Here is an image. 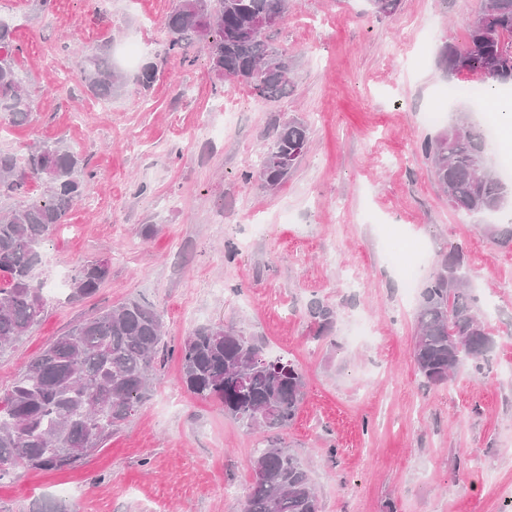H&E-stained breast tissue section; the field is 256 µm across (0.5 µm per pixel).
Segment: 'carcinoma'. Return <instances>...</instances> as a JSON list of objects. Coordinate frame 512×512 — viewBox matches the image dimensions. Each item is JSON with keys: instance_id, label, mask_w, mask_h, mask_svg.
I'll use <instances>...</instances> for the list:
<instances>
[{"instance_id": "cac0c4a2", "label": "carcinoma", "mask_w": 512, "mask_h": 512, "mask_svg": "<svg viewBox=\"0 0 512 512\" xmlns=\"http://www.w3.org/2000/svg\"><path fill=\"white\" fill-rule=\"evenodd\" d=\"M378 16H390L400 0H370ZM178 0L166 15L167 51L186 55L199 43L212 69L248 84L264 101L290 94L295 79L283 50L268 38L272 27L253 21L271 14L288 17L289 0ZM22 47L14 27L0 19V121L14 126L30 120L32 87L17 65ZM440 61L451 73H478L491 89L512 85V0H485L468 22V42L447 44ZM79 77L103 101L123 91V71L105 55L86 57ZM309 126L292 118L276 130L260 153L256 172L265 189L288 178L309 143ZM489 140L461 112L447 132L422 144L435 181L448 204L469 212L507 214L512 187L488 163ZM93 173L85 161L60 140H42L25 155L0 149V196L22 197L17 208L0 213V349L28 333L44 317L45 300L36 271L40 248L86 191ZM46 190L31 196L28 185ZM491 238L512 241V221L491 224ZM464 254L455 247L422 287L415 315L417 336L412 356L420 374L431 383L452 381L461 361L482 375L494 347L478 315L477 298L463 273ZM104 260L74 268L70 289L77 296L95 294L108 277ZM319 331L336 320L333 307L309 305ZM163 317L150 303L129 299L77 322L55 338L28 365L0 398V477L11 469H63L93 455L135 413L148 395L152 366L163 342ZM182 381L204 399H217L224 413L254 432L290 427L296 420L304 375L290 360V369L275 374L274 361L244 330L214 324L197 328L178 349ZM244 512H322L308 470L295 454L269 437L256 449L251 491Z\"/></svg>"}]
</instances>
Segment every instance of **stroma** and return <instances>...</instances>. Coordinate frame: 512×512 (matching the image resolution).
Returning a JSON list of instances; mask_svg holds the SVG:
<instances>
[{
  "mask_svg": "<svg viewBox=\"0 0 512 512\" xmlns=\"http://www.w3.org/2000/svg\"><path fill=\"white\" fill-rule=\"evenodd\" d=\"M176 0H0L14 24L34 111L5 125L0 148L25 154L64 140L93 172L85 194L42 246L38 278L106 260L109 276L87 298L47 293L41 322L0 351V393L72 324L139 298L164 319L150 396L83 463L13 471L0 512H243L258 434L216 400L184 387L177 350L196 328H243L265 352L305 374L283 447L308 469L323 512H512V247L486 227L497 215L449 206L421 151L459 111L499 126L500 100L458 98L470 72L448 73L441 45L464 44L483 0H401L376 17L370 0H293L271 33L295 75L287 98L267 103L218 76L201 48L166 51L163 22ZM155 63L147 91L126 69V92L101 108L85 87L61 83L82 56L128 42ZM439 122H427L428 113ZM303 119L304 155L274 192L244 180L278 125ZM487 330L490 373L458 366L426 383L411 350L418 285L455 246ZM418 264L407 289L390 249ZM336 321L318 332L311 301ZM364 337H356L357 327Z\"/></svg>",
  "mask_w": 512,
  "mask_h": 512,
  "instance_id": "stroma-1",
  "label": "stroma"
}]
</instances>
